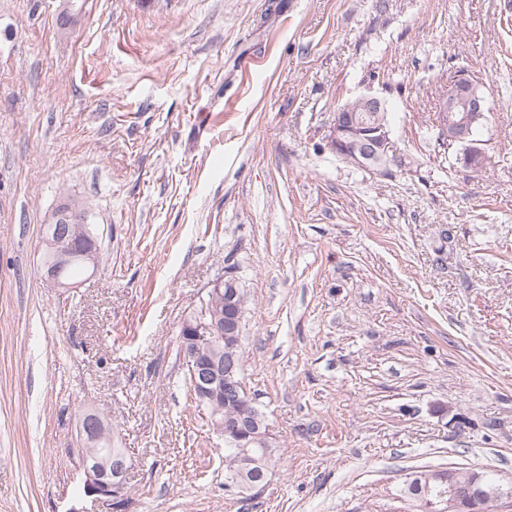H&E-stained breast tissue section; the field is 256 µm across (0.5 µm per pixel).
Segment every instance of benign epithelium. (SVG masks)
Wrapping results in <instances>:
<instances>
[{
    "label": "benign epithelium",
    "mask_w": 512,
    "mask_h": 512,
    "mask_svg": "<svg viewBox=\"0 0 512 512\" xmlns=\"http://www.w3.org/2000/svg\"><path fill=\"white\" fill-rule=\"evenodd\" d=\"M479 84L459 74L446 85L438 100L437 111L446 115L442 124V138L450 145L464 146L465 161L474 166L480 157L487 163L490 156L476 146L474 125L485 111L484 95L478 93ZM383 98L362 95L353 110L336 112L330 125V147L342 159L358 167L369 169L382 161L396 157L391 130L381 118L368 119L367 112H385ZM89 211L81 198H69L51 212L43 227L57 226L43 234L44 252L49 256L42 266L44 280L58 289H69L73 284L59 275V268L77 257L86 268L97 266L98 251L94 236L87 229ZM240 281L231 272L211 284L203 301L200 317L187 319L180 330V345L185 366L190 368L193 386L201 404L212 406L223 403L233 407L242 403L247 389L240 379L241 362L235 351V334L242 317ZM86 430L79 431L80 442L86 446L97 443L107 435L100 417L91 412L82 414ZM224 443L243 450L247 466L229 477L224 486L229 490L262 487L266 473L261 459L249 448L259 444L258 422L255 414L239 410L235 415L224 414V423L216 427ZM83 492L102 506L101 512H126L128 469H111L110 454H93L83 449ZM448 488L438 494L439 512H466L469 505L485 496L482 474L475 470L450 471Z\"/></svg>",
    "instance_id": "obj_1"
}]
</instances>
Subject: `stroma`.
<instances>
[{"label": "stroma", "instance_id": "obj_1", "mask_svg": "<svg viewBox=\"0 0 512 512\" xmlns=\"http://www.w3.org/2000/svg\"><path fill=\"white\" fill-rule=\"evenodd\" d=\"M478 77L492 162L438 137ZM387 102L388 175L327 139ZM87 201L95 272L44 282L42 225ZM248 294L244 382L279 460L225 491L178 350L210 285ZM132 460L128 512H419L476 469L512 512V0H0V512H67L79 417Z\"/></svg>", "mask_w": 512, "mask_h": 512}]
</instances>
